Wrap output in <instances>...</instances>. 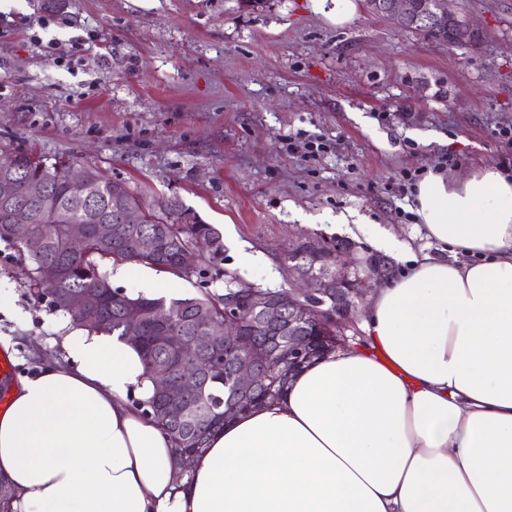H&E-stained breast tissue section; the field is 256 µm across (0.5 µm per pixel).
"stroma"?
Returning a JSON list of instances; mask_svg holds the SVG:
<instances>
[{
  "label": "stroma",
  "instance_id": "1",
  "mask_svg": "<svg viewBox=\"0 0 512 512\" xmlns=\"http://www.w3.org/2000/svg\"><path fill=\"white\" fill-rule=\"evenodd\" d=\"M0 11V144L71 156L146 196L177 193L224 240L178 297L224 292L231 272L288 285L281 261L307 232L445 258L403 172L454 179L502 152L512 126V0H448L484 33L449 51L360 7L336 27L310 0H10ZM327 150L305 158L303 145ZM352 223H340V216ZM253 257L242 264L241 254ZM0 242V353L10 379L62 360L71 327L23 287Z\"/></svg>",
  "mask_w": 512,
  "mask_h": 512
}]
</instances>
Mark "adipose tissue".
Masks as SVG:
<instances>
[{
    "instance_id": "obj_1",
    "label": "adipose tissue",
    "mask_w": 512,
    "mask_h": 512,
    "mask_svg": "<svg viewBox=\"0 0 512 512\" xmlns=\"http://www.w3.org/2000/svg\"><path fill=\"white\" fill-rule=\"evenodd\" d=\"M417 203L466 262L407 253L362 344L213 433L190 475L128 401L153 393L139 351L63 336L67 363L9 383L0 412L11 512H512V178L431 173Z\"/></svg>"
}]
</instances>
